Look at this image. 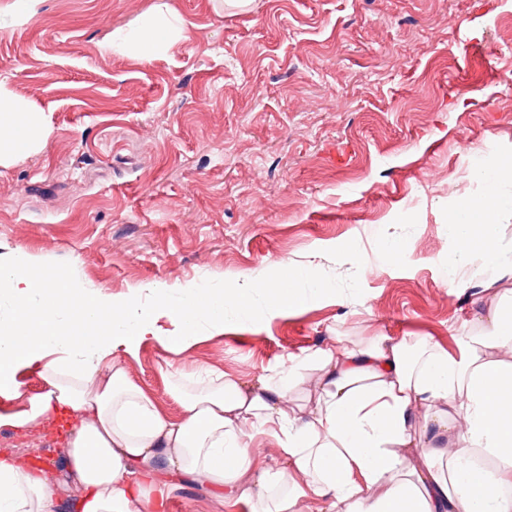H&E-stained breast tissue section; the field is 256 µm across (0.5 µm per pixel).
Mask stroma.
Instances as JSON below:
<instances>
[{
  "label": "stroma",
  "mask_w": 512,
  "mask_h": 512,
  "mask_svg": "<svg viewBox=\"0 0 512 512\" xmlns=\"http://www.w3.org/2000/svg\"><path fill=\"white\" fill-rule=\"evenodd\" d=\"M169 4L189 39L151 61L101 54ZM0 87L45 112L47 147L0 166V257L42 259L91 291L241 288L313 271L326 293L131 377L165 412L167 364L245 382L287 355L378 336L452 349L483 294L480 254L449 276L448 210L481 196L465 148L512 153V0H40L0 32ZM399 245L384 260L383 247ZM15 455L60 475L46 426ZM171 512H247L184 484Z\"/></svg>",
  "instance_id": "stroma-1"
}]
</instances>
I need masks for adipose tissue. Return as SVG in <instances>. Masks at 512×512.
<instances>
[{
	"instance_id": "obj_1",
	"label": "adipose tissue",
	"mask_w": 512,
	"mask_h": 512,
	"mask_svg": "<svg viewBox=\"0 0 512 512\" xmlns=\"http://www.w3.org/2000/svg\"><path fill=\"white\" fill-rule=\"evenodd\" d=\"M189 31L173 12L147 15L116 29L101 53L134 50L148 61ZM49 128L43 113L0 90V165L43 150ZM512 154L499 155L483 174L482 196L448 211L458 251L449 272L481 248L493 272L488 303L470 320L476 335L455 349L430 339L380 336L352 349L319 348L290 356L286 367L256 382L224 375L180 384L168 367L179 416L132 380L126 364L158 342L175 353L224 331V309L252 317L251 291L152 288L150 305L138 295L89 294L26 252L0 266V397L13 409L0 426L24 430L63 414L75 419L61 478L0 454V512H57L61 487L74 492V512H169L189 479H204L213 495L243 502L249 512H299L316 499L322 512H512V248L493 243L498 216L512 212L500 195ZM303 278L262 283L268 309L307 306L320 295ZM170 329H162L161 321ZM38 368L41 392L20 379ZM314 379L308 405L294 409L288 393ZM275 439L272 467L257 463L253 435Z\"/></svg>"
}]
</instances>
